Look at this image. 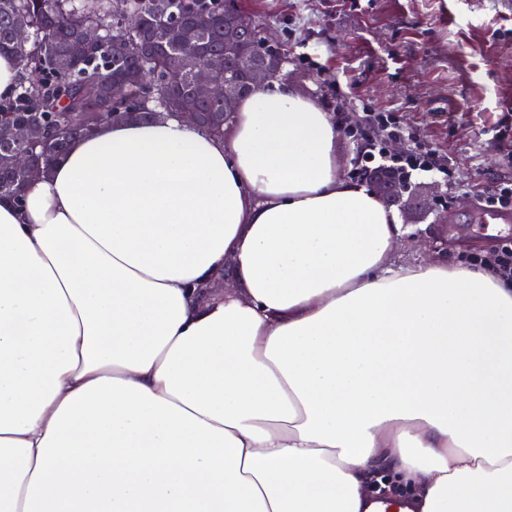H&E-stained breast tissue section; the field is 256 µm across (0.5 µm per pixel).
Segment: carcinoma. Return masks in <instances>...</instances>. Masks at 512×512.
<instances>
[{
  "label": "carcinoma",
  "mask_w": 512,
  "mask_h": 512,
  "mask_svg": "<svg viewBox=\"0 0 512 512\" xmlns=\"http://www.w3.org/2000/svg\"><path fill=\"white\" fill-rule=\"evenodd\" d=\"M200 2L129 0L130 17L122 27L112 13L111 0H0V54L16 57L23 74L14 97L0 101V113L8 115L10 123L6 129L8 138L0 143V198H17L27 185L8 163L13 148L9 137L32 121V113H46L57 133L45 149L37 152V162L45 173L66 153L70 142L85 133V127L98 121L100 113L116 110L103 91L113 58H127L146 70L145 80L152 86L151 92L136 80H129L131 97L142 101V118L172 111L167 73L174 64L148 58L142 47L157 32L162 18L160 9L168 15L204 13L206 9ZM21 16L33 24L32 40L25 47L17 45L12 35V25ZM83 24H93L106 32L121 30L123 39L76 57L72 55V36ZM204 41L218 52L223 49L224 26L219 19L206 26Z\"/></svg>",
  "instance_id": "1"
}]
</instances>
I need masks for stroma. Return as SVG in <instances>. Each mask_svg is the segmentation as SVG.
Returning a JSON list of instances; mask_svg holds the SVG:
<instances>
[{
  "mask_svg": "<svg viewBox=\"0 0 512 512\" xmlns=\"http://www.w3.org/2000/svg\"><path fill=\"white\" fill-rule=\"evenodd\" d=\"M282 39L288 85L345 123L390 111L449 157L454 182L422 173L389 208L402 261L456 266L498 250L474 219L480 197L512 168L490 129L512 115V0H242Z\"/></svg>",
  "mask_w": 512,
  "mask_h": 512,
  "instance_id": "stroma-1",
  "label": "stroma"
}]
</instances>
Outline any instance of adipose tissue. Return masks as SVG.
Instances as JSON below:
<instances>
[{
    "mask_svg": "<svg viewBox=\"0 0 512 512\" xmlns=\"http://www.w3.org/2000/svg\"><path fill=\"white\" fill-rule=\"evenodd\" d=\"M338 138L278 84L0 200V512H512V281L397 261Z\"/></svg>",
    "mask_w": 512,
    "mask_h": 512,
    "instance_id": "adipose-tissue-1",
    "label": "adipose tissue"
}]
</instances>
